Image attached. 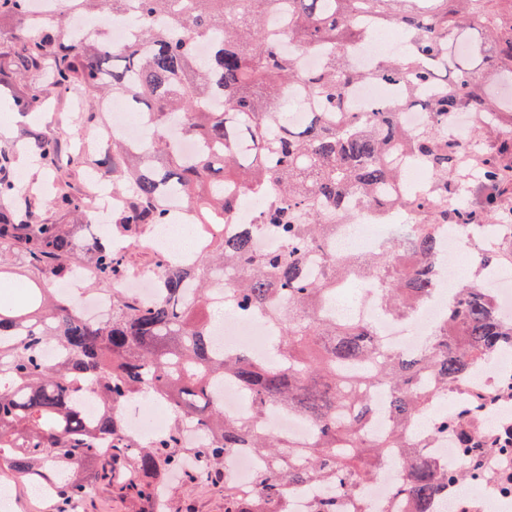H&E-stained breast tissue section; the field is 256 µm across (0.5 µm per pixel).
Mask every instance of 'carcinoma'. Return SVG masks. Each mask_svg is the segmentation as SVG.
I'll return each instance as SVG.
<instances>
[{"label": "carcinoma", "instance_id": "carcinoma-1", "mask_svg": "<svg viewBox=\"0 0 512 512\" xmlns=\"http://www.w3.org/2000/svg\"><path fill=\"white\" fill-rule=\"evenodd\" d=\"M136 3L139 41L114 46L96 35L68 36L64 20L75 15L111 20ZM33 0H0V19L22 28L10 50L0 52V75L11 82L39 71L61 95L100 102L112 95L139 114L146 137L138 147L118 134L94 159L112 175V194L123 205L112 213L110 234L79 245L70 224L37 223L32 199L11 177L16 153L0 149V251L38 269L45 281H60L85 267L93 280L112 284V314L106 320L81 315L71 300L35 288L9 308L0 306V472L61 502L85 496L102 468L87 481L69 470L90 460L129 467V480L150 501L142 478L182 470L206 484L238 448H252L266 465L255 474L253 494L244 497L224 477V512H290L292 493L311 487L309 512H364L361 486L402 449L405 480L396 494L411 498L417 512L454 482L478 473L485 449L512 453L504 431L482 430L483 406L512 401V379L490 393L435 418L425 435L412 432L416 418L468 377L492 367L512 348V316L497 309L493 283L470 282L426 346L402 354L382 344L366 323L336 315V292L352 277L382 290L387 313L411 318L442 267L438 225H512V132L482 150L473 137L464 147L448 142L461 113L484 125H512V102L503 105L490 78L469 67L472 53H454L460 18L497 36L498 52L486 58L498 81L512 83V26L501 33V14L512 0H59L49 21L32 14ZM287 9L288 24L268 31L269 17ZM397 27L408 40L400 55H381L367 69L353 60L359 46L384 28ZM331 53L320 69L303 72L286 46ZM378 81L397 97L366 112H352L351 86ZM316 102L306 121L293 123L283 104L287 90ZM45 99L15 85L9 106L38 112ZM428 113L417 129L399 128L397 114ZM180 129L199 149L184 155L168 133ZM481 154L473 181H448L460 171L465 150ZM22 150L63 177L71 163L60 138L29 129ZM424 165L433 191L417 196L403 187L406 167ZM486 191L480 209L450 203ZM266 196L259 222L224 235V213L236 194ZM180 203L198 224L214 229L208 244L189 260L164 258L158 295L139 301L123 292L128 274L125 250L141 230L171 222ZM366 205L386 219L403 212L387 250L361 258L325 253L336 236V215L355 218ZM53 207L80 214L84 201L66 189ZM271 232L277 249L261 251L254 238ZM233 307L278 325L269 356L226 352L211 334L208 308ZM54 346L59 356L45 358ZM235 384L253 403L251 414H224L217 384ZM389 396V429L367 433L376 404L368 390ZM170 406L172 424L149 442L129 431L120 408L135 397ZM98 404L89 416L87 401ZM271 403L314 426L296 443L269 432ZM195 433L199 445L186 444ZM455 439L467 466L445 470L424 448L434 438Z\"/></svg>", "mask_w": 512, "mask_h": 512}]
</instances>
